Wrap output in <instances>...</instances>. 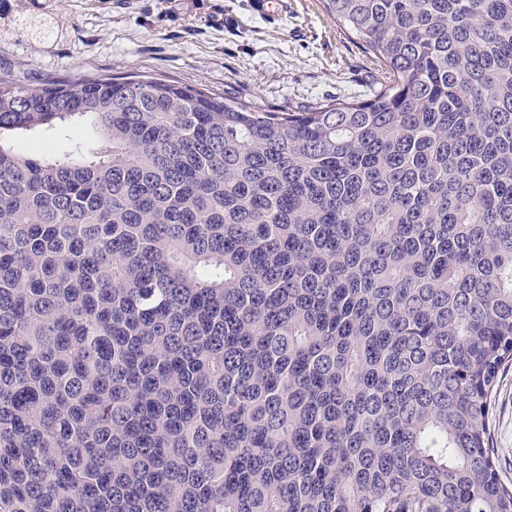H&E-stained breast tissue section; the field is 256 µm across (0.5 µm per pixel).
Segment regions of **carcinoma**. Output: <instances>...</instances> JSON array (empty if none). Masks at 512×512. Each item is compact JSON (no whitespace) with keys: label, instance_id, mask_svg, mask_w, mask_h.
Segmentation results:
<instances>
[{"label":"carcinoma","instance_id":"obj_1","mask_svg":"<svg viewBox=\"0 0 512 512\" xmlns=\"http://www.w3.org/2000/svg\"><path fill=\"white\" fill-rule=\"evenodd\" d=\"M321 5L302 112L0 73V512H512V0ZM491 448L498 462V474L512 485V365L505 367L497 379L490 398Z\"/></svg>","mask_w":512,"mask_h":512}]
</instances>
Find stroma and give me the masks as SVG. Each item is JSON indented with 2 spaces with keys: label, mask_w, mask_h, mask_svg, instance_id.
<instances>
[{
  "label": "stroma",
  "mask_w": 512,
  "mask_h": 512,
  "mask_svg": "<svg viewBox=\"0 0 512 512\" xmlns=\"http://www.w3.org/2000/svg\"><path fill=\"white\" fill-rule=\"evenodd\" d=\"M0 70L35 83L148 73L274 110L365 92L380 68L319 0L266 17L254 0H0ZM498 474L512 485V365L490 398Z\"/></svg>",
  "instance_id": "35a3bbf8"
}]
</instances>
